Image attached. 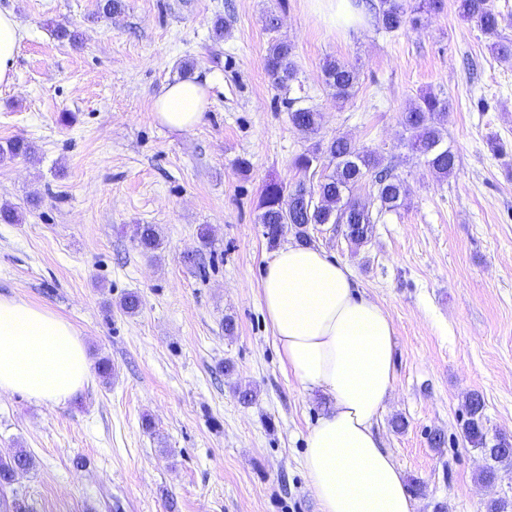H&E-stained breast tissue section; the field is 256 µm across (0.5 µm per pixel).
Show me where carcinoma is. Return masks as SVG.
Listing matches in <instances>:
<instances>
[{
	"mask_svg": "<svg viewBox=\"0 0 512 512\" xmlns=\"http://www.w3.org/2000/svg\"><path fill=\"white\" fill-rule=\"evenodd\" d=\"M461 17L477 22L484 35L492 39L490 48L504 60L512 59V41L501 34V15L491 7L490 0H457ZM374 16L382 29L396 32L408 26L416 27L420 14L439 11L443 0H378L370 3ZM265 69L274 85L288 88L297 79L298 67L294 60L293 46L277 40L268 48ZM324 84L339 101L352 98L358 83V70L348 62L331 60L323 68ZM452 103L447 98L429 91L422 92L402 112L401 125L408 134L411 151L436 175L447 178L455 173L456 155L445 141L444 121ZM289 119L300 131L317 136L322 128L321 112L288 102ZM35 154V147L23 138H15L0 147V161ZM328 161L332 171L313 179L317 166ZM298 178L293 182L271 179L261 189L258 203V223L269 244H277L290 230L297 242L313 243L309 227L318 224H340L350 242L361 245L372 232L371 213L353 197V190L366 179L376 186L380 210L396 211L407 200L410 188L406 181L384 165L383 157L373 150L359 147L344 139L329 141L318 139L294 159ZM134 240L146 252L161 248L162 239L153 224H139L134 230ZM468 418L463 424L465 438L482 454L488 448H497L489 456L478 474L483 483H493L499 478L498 466L512 463V441L504 435L488 438L485 426L484 401L477 393L466 399ZM32 467V457L24 450L8 458H0V490L14 489Z\"/></svg>",
	"mask_w": 512,
	"mask_h": 512,
	"instance_id": "carcinoma-1",
	"label": "carcinoma"
}]
</instances>
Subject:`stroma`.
I'll list each match as a JSON object with an SVG mask.
<instances>
[{"label": "stroma", "mask_w": 512, "mask_h": 512, "mask_svg": "<svg viewBox=\"0 0 512 512\" xmlns=\"http://www.w3.org/2000/svg\"><path fill=\"white\" fill-rule=\"evenodd\" d=\"M98 3L0 0L24 30L13 82L0 86V145L21 137L37 149L0 162V206L22 216L0 222V293L62 316L91 364L112 366L61 405L0 394V457L22 448L34 460L18 486L28 512H319L303 457L330 399L283 367L259 295L274 253L257 222L261 188L292 180L311 144L289 120L292 98L322 112L324 138L375 150L411 187L391 212L370 183L356 189L374 221L363 245L329 224L311 236L393 322L395 389L377 427L419 488L415 512L512 502V467L483 486L485 459L462 432L476 392L489 433L512 436V61L492 54L457 0L396 32L332 21L315 0H124L109 18ZM269 14L278 28L265 27ZM58 23L82 44L56 39ZM282 39L299 69L286 90L264 67ZM329 59L358 68L347 102L323 82ZM187 61L210 104L176 133L152 105ZM429 90L452 102L447 179L412 157L400 124ZM139 224L159 228L155 254L133 242ZM129 292L141 300L132 315L118 308Z\"/></svg>", "instance_id": "35a3bbf8"}]
</instances>
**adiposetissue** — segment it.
Returning <instances> with one entry per match:
<instances>
[{
  "instance_id": "adipose-tissue-1",
  "label": "adipose tissue",
  "mask_w": 512,
  "mask_h": 512,
  "mask_svg": "<svg viewBox=\"0 0 512 512\" xmlns=\"http://www.w3.org/2000/svg\"><path fill=\"white\" fill-rule=\"evenodd\" d=\"M23 30L0 12V85L13 81ZM206 80L164 84L153 117L188 132L208 107ZM281 359L306 391L332 400L306 438L304 469L320 512H414L402 470L375 424L394 389V328L360 294L348 266L323 250L288 244L265 267L259 288ZM90 378L86 346L60 315L0 295V394L47 404L76 396Z\"/></svg>"
}]
</instances>
